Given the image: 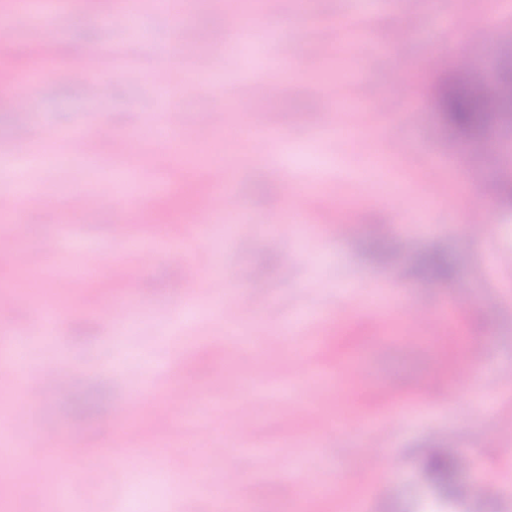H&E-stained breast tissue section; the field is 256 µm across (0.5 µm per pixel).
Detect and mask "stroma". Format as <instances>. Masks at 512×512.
<instances>
[{"label": "stroma", "instance_id": "obj_1", "mask_svg": "<svg viewBox=\"0 0 512 512\" xmlns=\"http://www.w3.org/2000/svg\"><path fill=\"white\" fill-rule=\"evenodd\" d=\"M122 2L56 0L47 23L0 0V52L26 58L20 75H42L23 98L0 85V214L17 223L0 242V344L30 372L72 377L34 397L31 417L0 412V444L44 472L43 492H29L0 457V512H50L59 489L84 512H225L228 471L246 512H422L434 448L469 461L458 476L468 496L451 512H512V208L484 194L512 173V129L480 145L442 129L428 69L456 60L449 15L512 27V0H185L183 18L224 32L223 46L196 48L176 46L164 7L138 29L110 26ZM231 14L253 28L249 46ZM373 25L396 39L377 52L351 42ZM90 54L112 76L96 99L74 66ZM159 67L171 86L150 81ZM249 81L244 102L236 89ZM225 108L223 128L183 126L169 147L153 134L160 113ZM269 119L261 151L244 131ZM28 134L51 162L27 164ZM213 166L238 206L210 217ZM130 168L165 198L194 187L198 207L159 219L79 205L85 192H125ZM12 175L33 194L12 197ZM280 204L288 221L275 224ZM477 209L478 235L458 220ZM123 224L157 251L137 267L140 292L123 276L133 252L113 240ZM437 250L454 258L450 277L418 268ZM26 256L42 259L43 285L77 281L46 335L38 305L9 288ZM189 262L204 283H186ZM117 302L130 320L112 318ZM145 381L152 394L129 412ZM285 397L301 413L286 416ZM238 428L248 436L235 443ZM115 441L159 455L105 464ZM94 465L99 481H81Z\"/></svg>", "mask_w": 512, "mask_h": 512}]
</instances>
